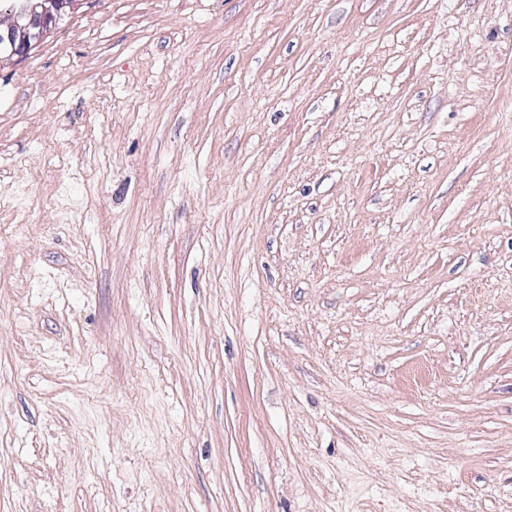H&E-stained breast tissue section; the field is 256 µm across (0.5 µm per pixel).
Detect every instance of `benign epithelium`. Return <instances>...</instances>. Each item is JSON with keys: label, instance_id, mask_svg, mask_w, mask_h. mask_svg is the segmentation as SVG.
<instances>
[{"label": "benign epithelium", "instance_id": "1", "mask_svg": "<svg viewBox=\"0 0 512 512\" xmlns=\"http://www.w3.org/2000/svg\"><path fill=\"white\" fill-rule=\"evenodd\" d=\"M77 0H17L11 18L0 23V64L27 55Z\"/></svg>", "mask_w": 512, "mask_h": 512}]
</instances>
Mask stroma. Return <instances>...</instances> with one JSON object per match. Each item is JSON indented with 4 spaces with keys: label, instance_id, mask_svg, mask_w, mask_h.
<instances>
[{
    "label": "stroma",
    "instance_id": "obj_1",
    "mask_svg": "<svg viewBox=\"0 0 512 512\" xmlns=\"http://www.w3.org/2000/svg\"><path fill=\"white\" fill-rule=\"evenodd\" d=\"M0 512H512V0H77L1 63Z\"/></svg>",
    "mask_w": 512,
    "mask_h": 512
}]
</instances>
